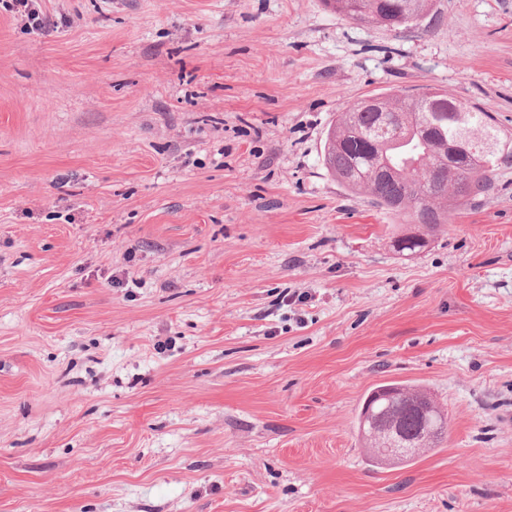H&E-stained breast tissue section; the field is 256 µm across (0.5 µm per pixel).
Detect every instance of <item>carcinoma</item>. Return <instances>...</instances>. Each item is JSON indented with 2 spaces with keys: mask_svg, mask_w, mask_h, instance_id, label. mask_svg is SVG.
Wrapping results in <instances>:
<instances>
[{
  "mask_svg": "<svg viewBox=\"0 0 512 512\" xmlns=\"http://www.w3.org/2000/svg\"><path fill=\"white\" fill-rule=\"evenodd\" d=\"M330 11L389 29L418 24L431 15L432 0H323ZM423 92L380 93L389 112L399 114L395 129L380 132V113L353 103L330 123L323 146L328 173L352 194L407 218L392 240L393 250L410 256L423 251L433 232L451 223L462 207L488 192L490 174L512 160L494 116L467 100H447L437 110L418 112ZM358 434L378 462L379 431L394 423L399 435L431 450L445 437L448 414L419 385L376 387L358 414Z\"/></svg>",
  "mask_w": 512,
  "mask_h": 512,
  "instance_id": "cac0c4a2",
  "label": "carcinoma"
}]
</instances>
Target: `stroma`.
I'll return each instance as SVG.
<instances>
[{"mask_svg":"<svg viewBox=\"0 0 512 512\" xmlns=\"http://www.w3.org/2000/svg\"><path fill=\"white\" fill-rule=\"evenodd\" d=\"M0 0V512H512V163L429 246L327 172L430 85L512 136V0ZM448 414L373 464L382 383ZM330 11L389 29L418 24L431 15L432 0H323ZM358 15L359 18L355 16ZM431 405L434 407L441 418V433L431 437L426 436L423 424L422 410ZM371 407L377 414L376 427L372 430L368 424L362 426L363 417L366 410ZM395 423L399 435L406 439L395 447H380L379 431L387 424ZM358 434L362 442V447L368 449L370 459L378 463L379 448L383 452L382 463L392 464L400 459L416 456L419 450L418 442L425 444L426 449L418 456L425 454L432 448H436L445 437L448 430V414L439 407L436 401L428 392L419 385L390 383L376 387L364 400L361 410L358 414ZM390 437L398 434L395 427L387 431ZM416 457V458H418ZM412 458L403 462L407 464L414 461Z\"/></svg>","mask_w":512,"mask_h":512,"instance_id":"obj_1","label":"stroma"}]
</instances>
